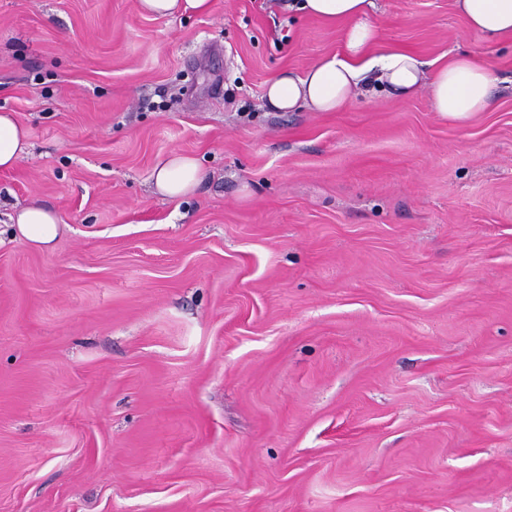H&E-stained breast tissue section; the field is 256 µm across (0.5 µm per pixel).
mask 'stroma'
<instances>
[{
	"mask_svg": "<svg viewBox=\"0 0 512 512\" xmlns=\"http://www.w3.org/2000/svg\"><path fill=\"white\" fill-rule=\"evenodd\" d=\"M376 4L377 49L485 62L492 108L272 111L346 25L270 0H0V512H512V39ZM138 8L142 14L156 18L207 14L212 0H138ZM28 133L12 112L0 113V171L14 168L27 153ZM199 161L192 155L173 151L160 161L153 180L157 192L165 198L177 200L192 193L204 180ZM10 220L15 234L43 250L54 246L62 229L57 215L37 200L17 209Z\"/></svg>",
	"mask_w": 512,
	"mask_h": 512,
	"instance_id": "35a3bbf8",
	"label": "stroma"
}]
</instances>
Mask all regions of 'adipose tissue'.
Instances as JSON below:
<instances>
[{
	"mask_svg": "<svg viewBox=\"0 0 512 512\" xmlns=\"http://www.w3.org/2000/svg\"><path fill=\"white\" fill-rule=\"evenodd\" d=\"M454 2L475 34L512 36V0ZM374 7L375 0H302L300 8L304 13L328 22H346L344 51L324 57L304 74L285 71L274 77L265 89L268 107L277 112L300 108L333 112L361 86L405 95L427 89L433 110L460 123L490 107V92L497 79L488 65L473 57H449L429 76L405 49L372 54L377 31L368 15ZM27 149L26 129L13 113L1 112L0 171L14 168ZM204 178L199 161L177 151L160 161L153 171L157 192L171 200L192 193ZM10 220L16 234L43 250L51 249L61 232L57 215L37 201L17 209Z\"/></svg>",
	"mask_w": 512,
	"mask_h": 512,
	"instance_id": "obj_1",
	"label": "adipose tissue"
}]
</instances>
